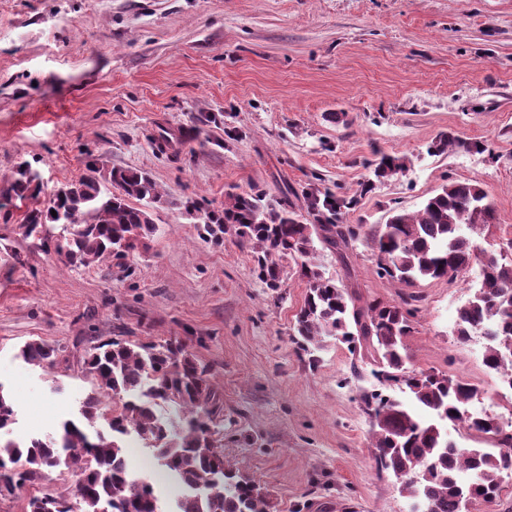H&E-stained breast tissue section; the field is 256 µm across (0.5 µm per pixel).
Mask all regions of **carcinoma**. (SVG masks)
<instances>
[{"instance_id":"carcinoma-1","label":"carcinoma","mask_w":512,"mask_h":512,"mask_svg":"<svg viewBox=\"0 0 512 512\" xmlns=\"http://www.w3.org/2000/svg\"><path fill=\"white\" fill-rule=\"evenodd\" d=\"M472 150L483 153L487 146L451 132L428 147L434 155ZM364 166L373 177L361 183L363 194L375 182L407 170L405 157L382 152ZM88 171L60 187L48 209L27 217L30 233L48 221L62 226L63 243L57 249L71 266L125 258L146 245L157 228L150 205L167 201L145 172L104 170L93 160ZM106 183L112 190L102 189ZM295 198L303 201L300 211ZM146 199L145 206L133 204ZM357 204V195L338 194L312 181L274 200L257 192H228L222 209L204 212L203 229L217 246L231 237L251 249L258 279L272 290L283 280L281 261L289 257L296 262L306 293L295 315L294 341L310 358H316L327 339L339 340L365 353L379 381L406 386L410 403L374 397L367 408L378 466L401 480L407 497L426 503L428 512H462L460 492L469 482L461 475L466 474L475 479L474 499L491 502L499 497L503 478L512 474V429L470 411L484 395L478 385L440 371L406 373L407 338L418 297L364 302L324 276L315 258L325 248L341 255L360 242L377 252L378 275L408 288L420 281H454L478 264L481 280L457 309L454 333L463 342L478 334L488 339L483 363L512 392V261L472 237L494 223V207L481 185L450 180L418 211L399 210L386 224L363 234L361 227L345 223ZM59 352L29 340L16 357L32 366H53ZM84 365L90 390L78 415L62 420L59 432L49 438L9 437L17 412L0 385V433L7 434L0 437V474L8 480L0 497L13 496L55 470H67L79 475L76 500L47 491L29 497L25 512H164L150 479L129 469L127 443L133 437L185 488L175 512H267L265 497L224 466L218 451L223 428L208 370L185 343L112 338L94 346ZM120 394L127 400L104 404ZM450 426L490 447H459L443 437Z\"/></svg>"}]
</instances>
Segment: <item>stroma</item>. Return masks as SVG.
I'll return each mask as SVG.
<instances>
[{"label":"stroma","mask_w":512,"mask_h":512,"mask_svg":"<svg viewBox=\"0 0 512 512\" xmlns=\"http://www.w3.org/2000/svg\"><path fill=\"white\" fill-rule=\"evenodd\" d=\"M164 130L175 140L161 153ZM448 132L491 151L429 154ZM377 152L405 156L408 170L362 195L347 223L371 230L453 179L488 192V240L512 241V0H0V383L15 436L56 432L76 413L98 342L176 337L211 374L225 464L259 486L269 512H409L399 481L378 469L364 404L407 392L334 339L310 365L292 340L306 292L295 262L270 290L248 249L212 245L201 212L181 206L218 209L225 193L251 189L277 198L316 176L352 194ZM92 160L148 172L174 203L156 211L147 248L71 268L55 249L58 225L30 236L24 224ZM23 165L33 181L19 191ZM377 260L360 244L348 264L328 251L316 262L362 298L398 300ZM478 284L473 267L415 287L409 367L478 384L487 395L474 410L510 421L484 338L453 334ZM30 339L61 348L55 369L17 358ZM128 461L164 499L178 496L148 449L130 443ZM76 484L52 473L0 500V512Z\"/></svg>","instance_id":"1"}]
</instances>
